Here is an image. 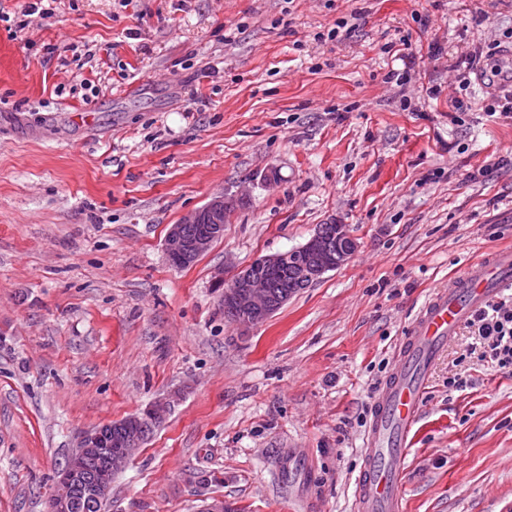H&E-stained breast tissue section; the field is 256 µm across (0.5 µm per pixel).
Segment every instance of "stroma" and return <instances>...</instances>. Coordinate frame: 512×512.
Masks as SVG:
<instances>
[{
    "instance_id": "35a3bbf8",
    "label": "stroma",
    "mask_w": 512,
    "mask_h": 512,
    "mask_svg": "<svg viewBox=\"0 0 512 512\" xmlns=\"http://www.w3.org/2000/svg\"><path fill=\"white\" fill-rule=\"evenodd\" d=\"M29 3L0 0V512H45L82 432L164 398L109 512H354L396 346L429 295L512 246V120L448 70L495 41L512 63V0ZM403 36L414 63L387 49ZM225 192L245 202L223 236L173 267L169 227ZM331 217L357 238L348 263L262 325L225 319L216 272ZM471 341L459 328L431 370L402 512H512V372Z\"/></svg>"
}]
</instances>
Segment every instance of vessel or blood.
<instances>
[{"mask_svg": "<svg viewBox=\"0 0 512 512\" xmlns=\"http://www.w3.org/2000/svg\"><path fill=\"white\" fill-rule=\"evenodd\" d=\"M509 291L512 249H502L471 264L424 303L396 350L394 370L374 398L364 465L355 480L356 512H399L408 438L428 390L429 370L462 323Z\"/></svg>", "mask_w": 512, "mask_h": 512, "instance_id": "b4317fda", "label": "vessel or blood"}]
</instances>
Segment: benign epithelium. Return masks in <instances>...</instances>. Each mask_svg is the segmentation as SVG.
<instances>
[{
  "mask_svg": "<svg viewBox=\"0 0 512 512\" xmlns=\"http://www.w3.org/2000/svg\"><path fill=\"white\" fill-rule=\"evenodd\" d=\"M243 201L236 194H221L211 198L202 207L187 214L179 224L169 228L164 250L168 258L186 260L199 257L207 252L215 236L204 233L192 241H186L183 225L212 223V227H223L226 215L234 211ZM336 228L337 236L344 243L341 260L334 259L319 233L297 249L262 256L237 270L233 277L226 281L223 275L217 276V284L222 288L221 304L233 306L241 311L236 325L242 329H250L265 323L287 302L288 298H275L271 295V274L288 265L296 258L297 253L305 257L303 275L311 284L323 274L346 263L357 249V242L350 225L331 220ZM168 404L156 401L142 412L129 416L117 423L121 439L118 448L109 452L107 462L90 473L87 471V460L101 448L107 446L104 429L96 427L82 433L77 449L67 459L66 464L57 472L54 491L47 499V512H75L79 500L100 508L106 506L112 490V477L120 472L141 445L140 431L146 422H159L167 412Z\"/></svg>",
  "mask_w": 512,
  "mask_h": 512,
  "instance_id": "1",
  "label": "benign epithelium"
}]
</instances>
